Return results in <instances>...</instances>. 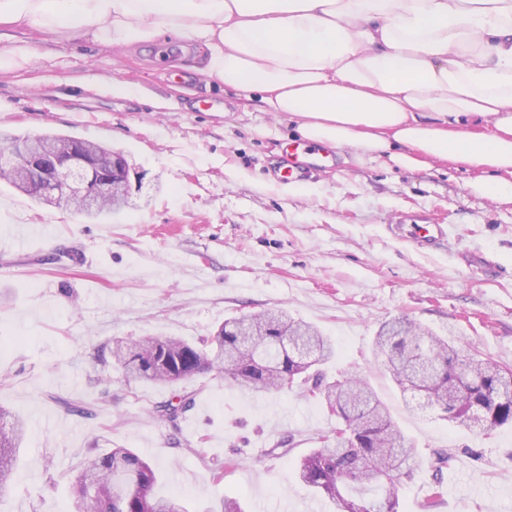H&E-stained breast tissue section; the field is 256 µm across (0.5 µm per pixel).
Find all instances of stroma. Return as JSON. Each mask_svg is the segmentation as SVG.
Returning a JSON list of instances; mask_svg holds the SVG:
<instances>
[{"label":"stroma","mask_w":512,"mask_h":512,"mask_svg":"<svg viewBox=\"0 0 512 512\" xmlns=\"http://www.w3.org/2000/svg\"><path fill=\"white\" fill-rule=\"evenodd\" d=\"M18 40L33 59L0 72V130L101 142L122 152L140 188L95 221L0 180V407L27 419L0 512H73L69 486L90 448L116 445L156 463L159 491L189 512L224 498L244 512H333L295 478L297 460L336 424L326 405L207 374L144 384L93 357L115 339L195 343L224 319L265 310L317 327L335 349L329 380L360 375L387 405L411 447L400 512H425L437 483L443 512H512V427L486 436L441 420L373 352L381 327L406 318L512 367V202L471 193L479 170L444 160L407 170L346 151L290 189L267 170L298 139L295 123L263 111L260 93L198 73L194 46L0 28V42ZM210 95L224 111H188ZM170 99L174 108H159ZM395 223L443 224L447 237L421 250L390 235ZM22 224L55 236L18 248ZM474 255L490 267H470ZM176 396L190 407L155 419Z\"/></svg>","instance_id":"1"}]
</instances>
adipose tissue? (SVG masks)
Returning a JSON list of instances; mask_svg holds the SVG:
<instances>
[{
    "label": "adipose tissue",
    "mask_w": 512,
    "mask_h": 512,
    "mask_svg": "<svg viewBox=\"0 0 512 512\" xmlns=\"http://www.w3.org/2000/svg\"><path fill=\"white\" fill-rule=\"evenodd\" d=\"M0 24L123 47L174 34L311 143L451 160L512 202V0H0Z\"/></svg>",
    "instance_id": "ef3b65f1"
}]
</instances>
